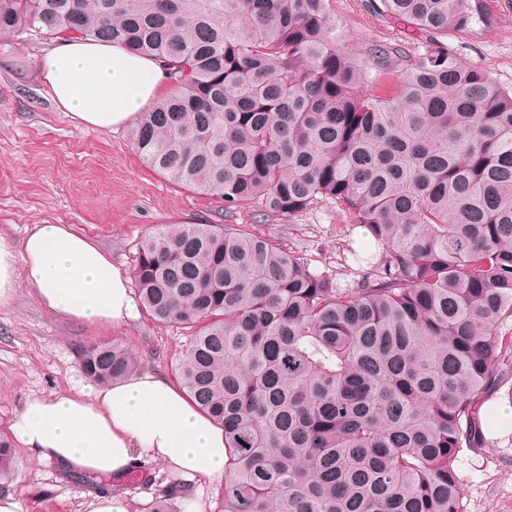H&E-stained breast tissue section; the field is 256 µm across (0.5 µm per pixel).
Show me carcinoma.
Instances as JSON below:
<instances>
[{
  "instance_id": "carcinoma-1",
  "label": "carcinoma",
  "mask_w": 512,
  "mask_h": 512,
  "mask_svg": "<svg viewBox=\"0 0 512 512\" xmlns=\"http://www.w3.org/2000/svg\"><path fill=\"white\" fill-rule=\"evenodd\" d=\"M380 2L427 32L492 22L484 0ZM1 31L163 62L136 152L252 211L165 224L132 269L148 315L195 330L175 374L224 428L220 512H463L453 463L512 378V91L443 46L349 49L333 0H0ZM325 201L347 252L358 228L377 247L348 288L257 230ZM79 356L101 384L141 366L118 342Z\"/></svg>"
}]
</instances>
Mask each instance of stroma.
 I'll list each match as a JSON object with an SVG mask.
<instances>
[{
  "label": "stroma",
  "instance_id": "1",
  "mask_svg": "<svg viewBox=\"0 0 512 512\" xmlns=\"http://www.w3.org/2000/svg\"><path fill=\"white\" fill-rule=\"evenodd\" d=\"M377 0H336V21L348 43L425 51L448 48L459 62L484 68L501 88L512 89V0H485L493 22L473 33L441 35L412 30L375 7ZM53 46L36 35L0 36V235L21 240L38 224H67L89 237L129 275L141 242L163 224H220L224 203L179 185L143 163L132 128L101 131L81 125L57 107L44 85L39 60ZM336 210L318 206L293 220L263 224L266 234L334 275L340 286L344 255L338 249ZM118 341L139 356L143 370L171 377L186 333L144 311L120 326L91 325L56 316L20 284L14 301L0 308V438L11 440V422L28 402L88 385L79 345ZM485 445L463 449L455 471L464 512H512V421L485 427ZM14 463L0 477V493L16 499L18 512H91L94 495H124L132 512H148L156 497L172 495L175 512L198 501L219 512L222 484L174 482L160 462L142 459L122 477L69 472L56 462L14 446Z\"/></svg>",
  "mask_w": 512,
  "mask_h": 512
}]
</instances>
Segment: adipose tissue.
<instances>
[{
  "label": "adipose tissue",
  "instance_id": "1",
  "mask_svg": "<svg viewBox=\"0 0 512 512\" xmlns=\"http://www.w3.org/2000/svg\"><path fill=\"white\" fill-rule=\"evenodd\" d=\"M40 68L56 105L102 131L127 125L169 90L161 62L91 38L59 41ZM22 279L66 319L118 325L134 314L110 257L63 224L37 225L18 243L0 235V307L11 304ZM12 431L38 458L67 470L121 476L147 455L187 481L224 479L223 430L158 374L32 400Z\"/></svg>",
  "mask_w": 512,
  "mask_h": 512
}]
</instances>
